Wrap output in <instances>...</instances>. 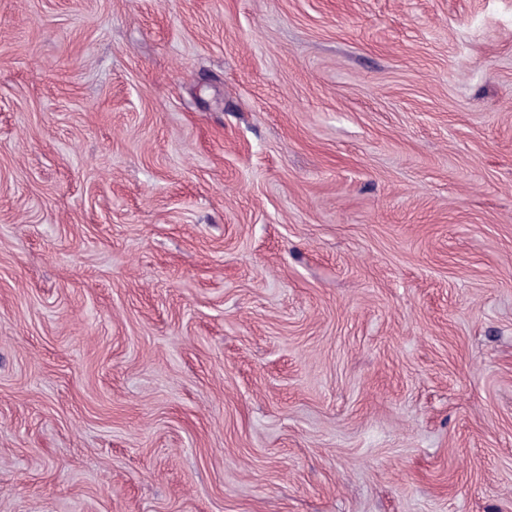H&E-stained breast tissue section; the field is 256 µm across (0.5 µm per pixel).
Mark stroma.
<instances>
[{
    "label": "stroma",
    "mask_w": 512,
    "mask_h": 512,
    "mask_svg": "<svg viewBox=\"0 0 512 512\" xmlns=\"http://www.w3.org/2000/svg\"><path fill=\"white\" fill-rule=\"evenodd\" d=\"M0 512H512V0H0Z\"/></svg>",
    "instance_id": "35a3bbf8"
}]
</instances>
